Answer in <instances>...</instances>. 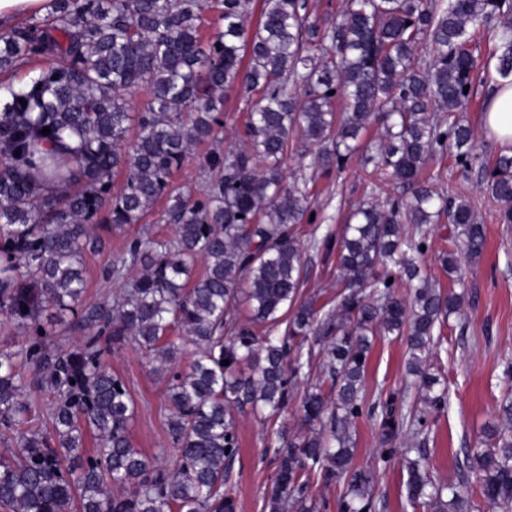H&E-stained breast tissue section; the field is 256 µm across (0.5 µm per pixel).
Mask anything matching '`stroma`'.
Masks as SVG:
<instances>
[{
    "label": "stroma",
    "mask_w": 512,
    "mask_h": 512,
    "mask_svg": "<svg viewBox=\"0 0 512 512\" xmlns=\"http://www.w3.org/2000/svg\"><path fill=\"white\" fill-rule=\"evenodd\" d=\"M493 89L492 84H477L474 97L459 116L475 134V158L470 169L456 166L452 156L427 163L424 178L439 179L448 196L465 197L479 221L486 226L487 245L480 261L465 267L466 301L441 328L440 340L433 350L448 381L449 403L431 419L428 432L420 439L434 476L454 484L467 475V457L479 447L487 430L503 427L498 412L505 385L501 361L512 358V224L500 223L499 205L485 188L486 170L501 153V146L487 136L482 114ZM249 107L240 89L229 90L219 116L217 139L190 146L176 181L193 188L201 187L205 176L201 162L205 154L246 147L245 136ZM313 147L291 139L281 166L287 179L307 180L314 223L298 227L303 255L302 299L314 301L317 310L328 312L336 306V257L321 246L323 237L339 238L352 206L362 201L384 202L386 196L399 194L396 184L374 186L358 160H350L345 170L326 173L315 161ZM165 201H158L141 221L123 229L105 233L106 246L96 254H86V297L106 300L119 292L121 285L106 282L101 269L121 254L127 237L149 231L154 237L168 238L173 225L164 219ZM407 352L402 340H376L369 354L364 389L368 399L380 390H407L408 403H415L416 389L410 388L406 374ZM108 363L126 382L135 403L129 433L135 448L159 457L166 466H174L177 453L170 446L167 421L170 415L165 384L153 371L148 356L128 344L113 352ZM308 387L300 380L292 401L272 419L257 416L251 410L237 412L239 450L231 461L226 486L237 503V512H266L265 494L277 469L276 451L285 438L306 433L298 409ZM350 431L355 439L353 466L371 473L375 486L376 512H428L413 506L407 497L408 472L402 459L386 466L376 460L380 440L373 420L356 419Z\"/></svg>",
    "instance_id": "1"
}]
</instances>
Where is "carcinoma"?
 <instances>
[{"label": "carcinoma", "instance_id": "1", "mask_svg": "<svg viewBox=\"0 0 512 512\" xmlns=\"http://www.w3.org/2000/svg\"><path fill=\"white\" fill-rule=\"evenodd\" d=\"M253 2L51 0L46 16L0 33L1 75L50 62L26 84L0 82V310L25 338L19 351L0 354V425L29 423L18 361L54 394L51 433L29 430L0 458V508L236 512L224 491L226 465L238 453L234 410L286 408L294 382L316 363L336 398L316 388L305 394L309 432L277 450L268 512H318L313 476L343 484L337 512H376L373 478L352 467L350 426L366 407L372 340L396 336L406 343L419 405L407 409L393 392L372 404L379 460L418 454L407 482L414 505L442 512L447 490L454 512L478 508L475 494L494 512H512V435L495 434L489 447L474 450L472 480L459 487L432 479L422 449L402 441L426 432L446 406L428 357L435 328L465 301V293L445 295L421 272L430 224L443 210L454 224L442 258L453 282L486 247L485 225L470 204L444 199L420 172L450 148L458 165H471L474 135L454 112L473 95L476 73L485 82L512 80V0H343L325 28L308 21V0H262L251 31L245 19ZM206 10L224 21L208 41L200 32ZM477 33L494 42V63L478 65ZM308 41L320 45V56L305 54ZM143 85L146 98L133 112L126 93ZM236 85L256 95L248 149L210 153L201 188L173 187L190 145L213 135ZM338 99L347 111H336ZM373 125L379 139L361 144ZM45 127L51 133L42 134ZM293 134L318 148L321 169L339 171L360 150L378 182L403 189L382 206H355L354 223L336 240V310L321 318L314 301H299L297 226L309 198L296 184L284 186L280 168ZM48 141L66 156L35 159ZM118 172L125 181L114 196ZM42 175L72 180L74 189L46 195L37 186ZM486 187L511 224L512 155L496 158ZM163 196L173 237L127 238L101 270L103 280L124 288L110 300H85L83 255L105 246L96 225L136 224ZM199 259L205 268L196 277ZM132 269L143 273L128 282ZM240 300L249 309L241 323L233 314ZM283 309L292 312L288 336L258 335L256 327ZM175 329L195 346L185 366L171 340ZM73 332L81 343L63 348L60 337ZM128 343L153 357L165 382L174 469L131 444L134 402L106 361ZM89 433L98 439L91 454Z\"/></svg>", "mask_w": 512, "mask_h": 512}]
</instances>
